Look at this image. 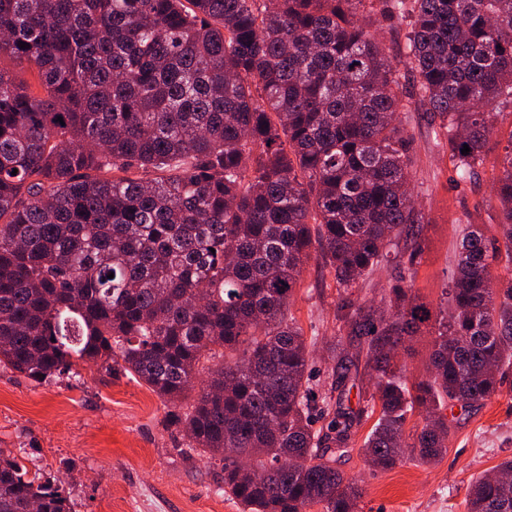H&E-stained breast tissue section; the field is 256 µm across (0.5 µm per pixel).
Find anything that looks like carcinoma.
I'll return each mask as SVG.
<instances>
[{"mask_svg": "<svg viewBox=\"0 0 512 512\" xmlns=\"http://www.w3.org/2000/svg\"><path fill=\"white\" fill-rule=\"evenodd\" d=\"M403 23L400 70L374 26ZM1 35L41 87L0 67L1 367L39 384L80 364L138 378L248 512H356L336 457L375 406L363 451L387 470L441 459L448 403L499 392L512 277L491 269L512 266V144L501 239L466 226L437 313L401 277L386 316L351 295L400 241L422 252L406 113H432L458 180L477 175L512 102V0H0ZM313 258L374 371L354 407L315 392L288 316ZM423 331L431 369L409 383L390 353ZM34 505L71 512L62 484L0 449V512ZM467 508L512 512V458Z\"/></svg>", "mask_w": 512, "mask_h": 512, "instance_id": "carcinoma-1", "label": "carcinoma"}]
</instances>
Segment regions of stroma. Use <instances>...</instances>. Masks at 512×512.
Here are the masks:
<instances>
[{
  "label": "stroma",
  "instance_id": "obj_1",
  "mask_svg": "<svg viewBox=\"0 0 512 512\" xmlns=\"http://www.w3.org/2000/svg\"><path fill=\"white\" fill-rule=\"evenodd\" d=\"M429 113H411L415 158V203L423 215L419 241L423 254L408 261L410 248L399 245L396 262L365 276L359 295L378 301L396 277H404L430 307L444 299L456 247L467 223L487 236L499 234L500 213L494 183L512 122L497 123L476 178L456 179L448 153L433 134ZM340 292L328 268L309 262L290 304V313L309 344L314 389L337 388L356 400L374 391L368 368L355 384L336 385L332 370L339 359L355 356L357 343L340 330L336 309ZM432 338L407 337L392 361L408 380L426 375ZM162 398L124 374L83 369L38 386L23 374L0 368V448L11 450L29 470L60 480L72 512H244L225 495L219 461L200 451L183 452L181 432L165 423ZM448 452L436 464L408 458L389 470L368 465L361 451L371 423L360 426L354 449L337 459L363 495L357 512H467L471 481L493 472L512 457V371L484 405L448 417Z\"/></svg>",
  "mask_w": 512,
  "mask_h": 512
}]
</instances>
